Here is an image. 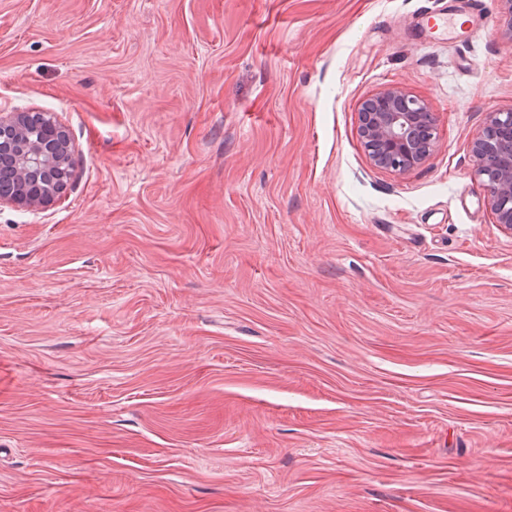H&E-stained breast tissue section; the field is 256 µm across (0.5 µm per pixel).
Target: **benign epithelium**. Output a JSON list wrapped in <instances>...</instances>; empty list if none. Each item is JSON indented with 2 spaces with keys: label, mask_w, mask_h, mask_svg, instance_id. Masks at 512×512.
<instances>
[{
  "label": "benign epithelium",
  "mask_w": 512,
  "mask_h": 512,
  "mask_svg": "<svg viewBox=\"0 0 512 512\" xmlns=\"http://www.w3.org/2000/svg\"><path fill=\"white\" fill-rule=\"evenodd\" d=\"M41 113L0 111V205L38 209L67 188L45 191L42 184L69 170L72 145L67 129L52 124L53 134L36 135ZM436 114L422 99L389 86L364 99L358 129L370 161L407 174L423 164L437 145ZM476 173L487 190V205L497 223L512 231V111L487 113L482 133L472 143Z\"/></svg>",
  "instance_id": "1"
}]
</instances>
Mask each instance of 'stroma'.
Instances as JSON below:
<instances>
[{
  "mask_svg": "<svg viewBox=\"0 0 512 512\" xmlns=\"http://www.w3.org/2000/svg\"><path fill=\"white\" fill-rule=\"evenodd\" d=\"M437 117L399 175L358 134ZM72 176L0 206V512H512L497 0H0V110ZM436 114L422 99L389 86L364 99L358 129L370 161L407 174L423 164L437 145ZM497 131L500 134L495 136ZM496 138L498 148L492 144ZM471 151L476 173L487 190L488 207L497 223L512 231V111L487 112L486 125Z\"/></svg>",
  "mask_w": 512,
  "mask_h": 512,
  "instance_id": "obj_1",
  "label": "stroma"
}]
</instances>
